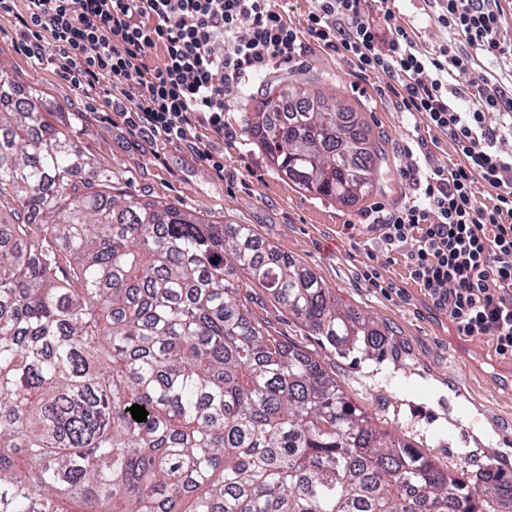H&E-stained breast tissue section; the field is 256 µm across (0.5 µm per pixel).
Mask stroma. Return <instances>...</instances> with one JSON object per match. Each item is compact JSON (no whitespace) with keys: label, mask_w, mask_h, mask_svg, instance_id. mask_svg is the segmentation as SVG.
I'll list each match as a JSON object with an SVG mask.
<instances>
[{"label":"stroma","mask_w":512,"mask_h":512,"mask_svg":"<svg viewBox=\"0 0 512 512\" xmlns=\"http://www.w3.org/2000/svg\"><path fill=\"white\" fill-rule=\"evenodd\" d=\"M24 10V0H14L12 13L0 12V72L16 76L24 88L38 89L42 109L65 125L81 153L111 168L116 186L226 224L252 225L279 253L311 269L343 304L398 343L397 359L338 354L266 291L252 289L250 305L273 333L318 358L379 428L405 435L440 466L471 479L490 463L512 476V356L499 354L488 337L456 335L447 312L409 278L402 253L387 252L377 233L361 223L362 212L372 205L390 206L412 196L401 174L409 160L400 152L411 138L427 134L432 139L431 159L421 162V169L456 162L446 135L427 132L425 124L399 112L380 96L377 78L353 77L346 56L314 47L299 66L263 75L250 95L225 90L224 118L235 135L213 143L224 154L219 176L184 145L154 143L132 133L111 112L101 90L78 89L54 68L35 66L15 25L16 14ZM439 11L438 0H400L395 22L411 30L421 49L433 51L449 37L434 20ZM294 80L328 100L352 105L379 141L380 174L364 200L344 205L300 190L271 169L251 139L246 114L270 88ZM369 265L378 270V286L363 278Z\"/></svg>","instance_id":"stroma-1"}]
</instances>
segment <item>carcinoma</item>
<instances>
[{
    "label": "carcinoma",
    "instance_id": "cac0c4a2",
    "mask_svg": "<svg viewBox=\"0 0 512 512\" xmlns=\"http://www.w3.org/2000/svg\"><path fill=\"white\" fill-rule=\"evenodd\" d=\"M17 86L0 74V512H512V478L471 483L377 428L242 295L396 357L316 273L249 224L115 187ZM247 126L299 189L372 192L381 150L352 109L293 86Z\"/></svg>",
    "mask_w": 512,
    "mask_h": 512
}]
</instances>
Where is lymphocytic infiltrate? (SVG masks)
I'll use <instances>...</instances> for the list:
<instances>
[{"label":"lymphocytic infiltrate","instance_id":"1","mask_svg":"<svg viewBox=\"0 0 512 512\" xmlns=\"http://www.w3.org/2000/svg\"><path fill=\"white\" fill-rule=\"evenodd\" d=\"M16 24L30 59L81 89L111 93L113 112L136 133L181 143L224 173L201 136H230L224 91H248L272 63L306 43L348 56L355 72L384 79L399 111L446 134L459 160L402 171L408 201L362 214L388 250L407 251L410 279L448 313L461 337H490L512 356V87L468 78L471 56L512 61L500 39V0H440L448 41L425 52L393 26L396 0H314L304 29L271 0H25ZM467 76L468 109L448 100V79ZM494 191L491 203L482 187Z\"/></svg>","mask_w":512,"mask_h":512}]
</instances>
